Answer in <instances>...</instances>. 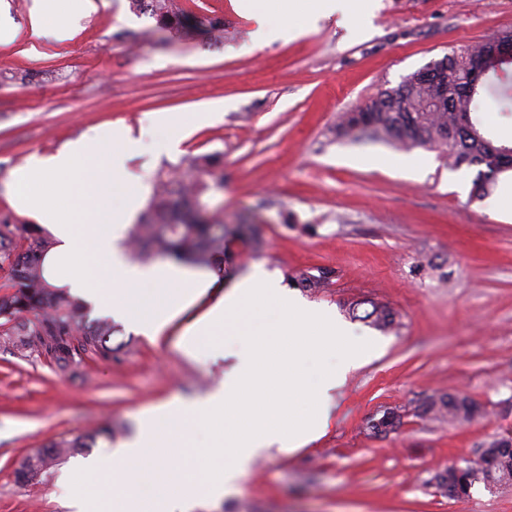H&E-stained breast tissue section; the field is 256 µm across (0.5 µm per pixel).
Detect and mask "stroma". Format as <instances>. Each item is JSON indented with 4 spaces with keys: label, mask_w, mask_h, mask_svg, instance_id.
<instances>
[{
    "label": "stroma",
    "mask_w": 512,
    "mask_h": 512,
    "mask_svg": "<svg viewBox=\"0 0 512 512\" xmlns=\"http://www.w3.org/2000/svg\"><path fill=\"white\" fill-rule=\"evenodd\" d=\"M194 20H220L224 37L160 29L131 0L82 18L71 40L19 38L0 49V215L3 189L30 153L58 148L102 123L130 129L142 147L130 173L154 183L169 165L220 160L224 188L208 206L225 223L252 218L261 246L235 239L219 265L223 287L262 267L280 279L327 271L326 288L291 287L330 309L354 341L374 344L333 393L327 432L292 453H271L240 492L211 512H512V486L475 484L469 497L442 496L435 474L463 464L492 437L512 434V212L471 199L475 169H452L436 151L415 148L419 177L356 159L397 155L386 143L336 137L341 113L363 106L412 72L461 46L512 29V0H376L349 33L337 17L292 41L254 46V23L236 0H172ZM482 124L512 133V64L483 80ZM222 113L196 124L177 152L156 156L155 119H194L214 103ZM439 269L429 274L420 256ZM387 305L401 326L385 333L351 318L350 305ZM111 359L84 354L60 372L50 354L21 356L0 336V512H69L63 467L30 485L17 459L61 439L96 434L101 453L126 438L142 410L213 390L234 364L223 350L185 349L174 323L148 340L116 321ZM464 392L487 417L453 427L422 420L415 406L433 391ZM389 407L400 427L372 435ZM111 427V437L99 436Z\"/></svg>",
    "instance_id": "1"
}]
</instances>
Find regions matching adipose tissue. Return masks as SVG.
<instances>
[{"label":"adipose tissue","mask_w":512,"mask_h":512,"mask_svg":"<svg viewBox=\"0 0 512 512\" xmlns=\"http://www.w3.org/2000/svg\"><path fill=\"white\" fill-rule=\"evenodd\" d=\"M255 44L290 40L305 28V0H245ZM97 0H33L29 35L64 41ZM131 131L94 127L58 149L32 152L13 176L9 202L53 239L46 278L154 339L190 308L182 333L194 349L227 343L237 358L223 382L203 396L142 415L136 432L104 458H76L73 512H205L237 490L269 449L292 452L323 436L331 393L367 358L348 329L294 297L258 268L213 295L215 279L176 264L142 266L118 246L146 194L127 161ZM161 448L183 458L171 470Z\"/></svg>","instance_id":"obj_1"}]
</instances>
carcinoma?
Returning a JSON list of instances; mask_svg holds the SVG:
<instances>
[{"label":"carcinoma","mask_w":512,"mask_h":512,"mask_svg":"<svg viewBox=\"0 0 512 512\" xmlns=\"http://www.w3.org/2000/svg\"><path fill=\"white\" fill-rule=\"evenodd\" d=\"M135 2L158 17L163 28L172 23H182L192 30L216 27L212 21H182L163 0ZM494 45L493 41L469 45L446 55L448 65L440 76L448 90V101L442 105L431 102L430 87L410 74L398 87L381 92L353 112L343 113L337 134L358 143L384 142L404 149L435 150L452 168H478L471 198L482 201L490 197L499 176L512 170V159L506 161L500 155L508 145L488 136L472 120L478 105L477 94L470 93V60ZM218 165L216 157L205 155L192 158L185 171L159 173L150 204L129 233V247L135 257H162L210 267L216 257L224 255L229 236L247 237L259 244L248 220L226 224L209 218L202 198L212 189H223L222 179L215 173ZM51 247V240L34 225L17 224L9 215H0V273H6V281L0 286L8 289L0 295V326L17 352L43 349L63 372L80 351L112 359V320L86 319L77 301L45 279L43 259ZM294 281L311 291L328 284V278L308 271L296 273ZM363 319L380 330L398 325L395 314L384 304L373 305ZM415 416L466 425L483 418L485 411L467 395L434 392L416 407ZM401 422L400 410L390 408L369 431L386 436ZM96 438L94 434L46 444L54 449V459L47 468L93 447ZM482 447L485 451L467 466H450L435 475L452 487L453 498L469 496L477 482L487 488L512 484V436L493 438Z\"/></svg>","instance_id":"carcinoma-1"}]
</instances>
